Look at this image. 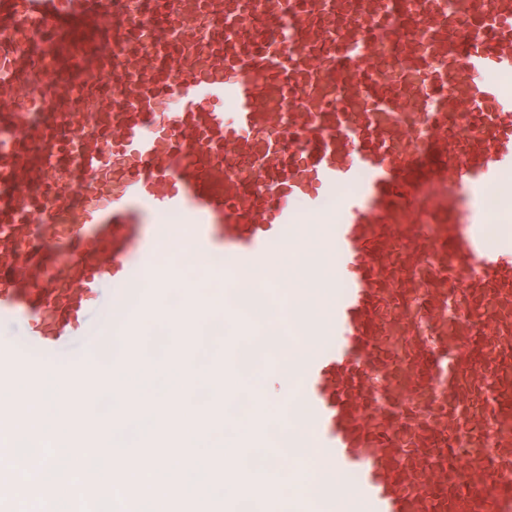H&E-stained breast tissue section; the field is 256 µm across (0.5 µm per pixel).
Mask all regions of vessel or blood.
Here are the masks:
<instances>
[{
    "mask_svg": "<svg viewBox=\"0 0 512 512\" xmlns=\"http://www.w3.org/2000/svg\"><path fill=\"white\" fill-rule=\"evenodd\" d=\"M54 52L44 67L36 41ZM512 0H0V381L94 379L177 287L146 233L262 266L322 225L332 324L288 403L340 483L293 512H512ZM134 300L138 314L116 306ZM28 323L23 319L0 320V344L21 348L26 338Z\"/></svg>",
    "mask_w": 512,
    "mask_h": 512,
    "instance_id": "1",
    "label": "vessel or blood"
}]
</instances>
